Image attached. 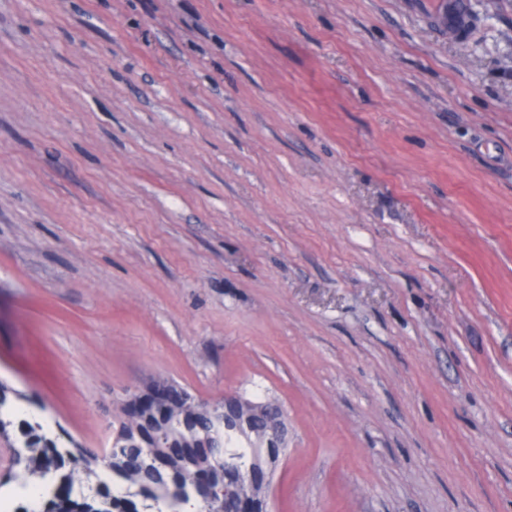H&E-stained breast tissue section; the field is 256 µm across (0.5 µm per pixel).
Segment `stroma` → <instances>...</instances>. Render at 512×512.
I'll return each instance as SVG.
<instances>
[{
	"label": "stroma",
	"instance_id": "1",
	"mask_svg": "<svg viewBox=\"0 0 512 512\" xmlns=\"http://www.w3.org/2000/svg\"><path fill=\"white\" fill-rule=\"evenodd\" d=\"M0 0V416L281 405L269 512H512V0Z\"/></svg>",
	"mask_w": 512,
	"mask_h": 512
}]
</instances>
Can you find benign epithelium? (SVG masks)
Wrapping results in <instances>:
<instances>
[{"label": "benign epithelium", "mask_w": 512, "mask_h": 512, "mask_svg": "<svg viewBox=\"0 0 512 512\" xmlns=\"http://www.w3.org/2000/svg\"><path fill=\"white\" fill-rule=\"evenodd\" d=\"M111 446L98 460L117 473L128 474L139 492H164L171 504L184 490L213 512H266L268 475L263 459L274 460L288 448L281 410L237 395L210 402L174 386L159 384L134 392L125 405ZM244 438L251 448L246 464L230 459L224 435ZM40 461L59 469L63 458L48 442L40 445ZM112 496L99 485L93 494L76 497L68 484L58 486L45 504L46 512H94L98 499Z\"/></svg>", "instance_id": "7a95c632"}]
</instances>
